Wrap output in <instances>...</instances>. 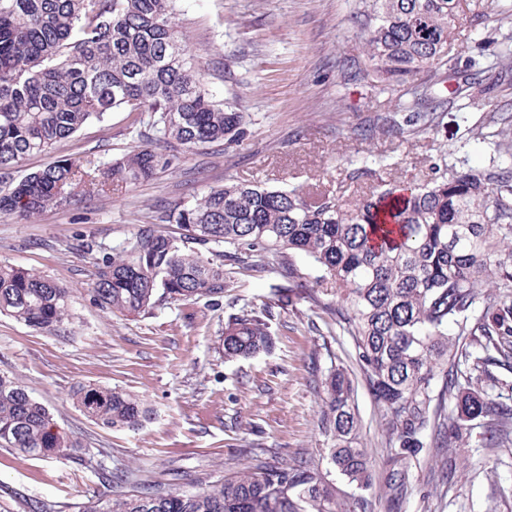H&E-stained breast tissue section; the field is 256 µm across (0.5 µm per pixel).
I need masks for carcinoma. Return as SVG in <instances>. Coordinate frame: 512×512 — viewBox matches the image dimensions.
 <instances>
[{"label": "carcinoma", "mask_w": 512, "mask_h": 512, "mask_svg": "<svg viewBox=\"0 0 512 512\" xmlns=\"http://www.w3.org/2000/svg\"><path fill=\"white\" fill-rule=\"evenodd\" d=\"M177 0H0V215L29 221L70 201L81 187L109 195L170 167L180 150L231 143L246 113L204 88L179 25ZM461 0H358L351 16L366 46L364 67L348 56L345 76L392 91L415 83L412 99L394 100L384 133L432 126L445 105L435 86L468 99L471 89L512 66V34L497 62L479 67L456 46ZM128 109L149 116L146 145L112 163L58 159L17 180L11 171L52 151L87 122ZM152 220L177 224L180 237L152 227L102 255L93 301L114 315L150 312L164 297L224 296V261L264 269L305 255L321 292L336 296L339 326L381 407L390 448L384 486L402 494L403 461L424 447L462 438L465 423L486 420V446L512 433V404L474 387L512 372V161L490 171L434 167L417 187L394 181L363 197L269 189L245 183L212 187L194 204L170 205ZM0 314L49 334L73 318L71 291L39 272L0 263ZM224 358L248 359L273 347L267 310L228 316ZM482 351L473 355L469 348ZM321 426L329 468L261 460L219 475L196 491L117 479L103 468L106 493L78 512H368L363 493L376 478L358 446L355 385L338 362L322 382ZM457 413L446 415L448 399ZM71 399L91 421L137 429L151 410L135 394L80 384ZM0 447L25 457L70 456L81 445L25 386L0 374Z\"/></svg>", "instance_id": "1"}]
</instances>
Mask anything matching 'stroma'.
Segmentation results:
<instances>
[{"instance_id":"obj_1","label":"stroma","mask_w":512,"mask_h":512,"mask_svg":"<svg viewBox=\"0 0 512 512\" xmlns=\"http://www.w3.org/2000/svg\"><path fill=\"white\" fill-rule=\"evenodd\" d=\"M356 0H178L180 24L208 92L250 118L245 135L224 145L181 153L167 170L100 195L79 192L69 205L28 223L0 216V262L40 272L73 294L74 318L51 335L0 315V373L24 385L57 424L90 448L93 460L23 457L0 448V512H57L102 493L97 465L132 478L194 491L211 477L249 466L322 461L320 382L333 359L356 369L352 342L310 300L272 310L274 347L248 360H226L221 333L229 314L260 308L288 286L278 264L233 269L220 301H160L151 314L115 316L92 300L101 248L136 236L153 211L189 205L208 188L247 181L267 188L310 186L329 194L370 192L381 181L419 184L432 162L447 156L474 169L512 156V81L475 104L449 98L432 129L402 139L353 127L384 117L390 94L344 81L338 57L358 56L363 41L351 21ZM512 18L469 12L458 38L493 54L496 30ZM148 117L117 110L90 121L51 153L30 157L18 175L56 158L110 162L141 140ZM370 168L346 181V173ZM78 384L133 392L156 416L140 429L106 428L72 402ZM355 403L365 448L385 476L388 436L365 383ZM408 492L389 504L367 492L370 512H512V444L483 445L480 421L448 455L426 448L409 464Z\"/></svg>"}]
</instances>
